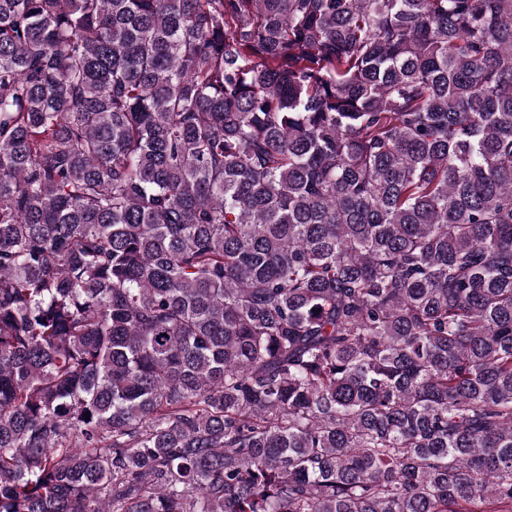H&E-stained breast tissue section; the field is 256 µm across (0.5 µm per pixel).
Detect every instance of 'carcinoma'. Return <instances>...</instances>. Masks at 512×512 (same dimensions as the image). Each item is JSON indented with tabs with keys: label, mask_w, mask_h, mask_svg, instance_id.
Instances as JSON below:
<instances>
[{
	"label": "carcinoma",
	"mask_w": 512,
	"mask_h": 512,
	"mask_svg": "<svg viewBox=\"0 0 512 512\" xmlns=\"http://www.w3.org/2000/svg\"><path fill=\"white\" fill-rule=\"evenodd\" d=\"M0 512H512V0H0Z\"/></svg>",
	"instance_id": "cac0c4a2"
}]
</instances>
